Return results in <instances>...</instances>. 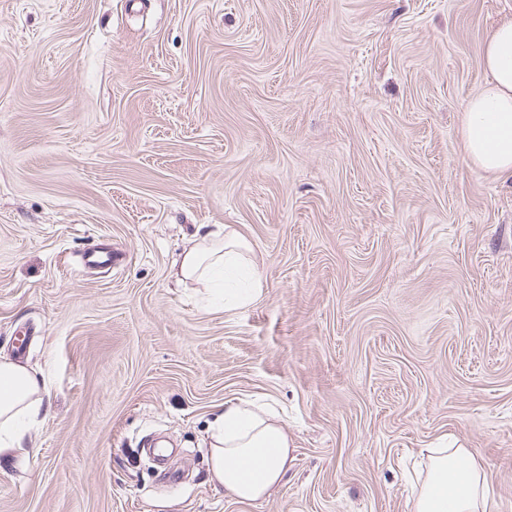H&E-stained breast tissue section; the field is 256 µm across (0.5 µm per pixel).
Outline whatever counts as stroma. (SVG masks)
I'll return each instance as SVG.
<instances>
[{
	"label": "stroma",
	"instance_id": "obj_1",
	"mask_svg": "<svg viewBox=\"0 0 512 512\" xmlns=\"http://www.w3.org/2000/svg\"><path fill=\"white\" fill-rule=\"evenodd\" d=\"M512 0H0V355L43 371L0 512H408L421 449L472 450L512 512V179L463 107ZM264 293L177 285L200 226ZM125 253L112 271L88 248ZM293 460L214 491L225 402Z\"/></svg>",
	"mask_w": 512,
	"mask_h": 512
}]
</instances>
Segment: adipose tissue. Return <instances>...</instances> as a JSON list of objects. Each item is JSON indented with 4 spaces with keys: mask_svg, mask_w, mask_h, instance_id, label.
Segmentation results:
<instances>
[{
    "mask_svg": "<svg viewBox=\"0 0 512 512\" xmlns=\"http://www.w3.org/2000/svg\"><path fill=\"white\" fill-rule=\"evenodd\" d=\"M486 83L464 108L463 147L483 171L512 178V20L499 24L483 48ZM251 242L232 225H215L185 249L174 273L177 284L222 296L225 310L257 300L262 275ZM45 383L26 364L0 358V459L26 455L23 440L44 412ZM210 480L215 491L250 503L287 478L288 433L278 416L247 400L225 403L210 423ZM415 479L410 512H494L481 462L466 448H429Z\"/></svg>",
    "mask_w": 512,
    "mask_h": 512,
    "instance_id": "obj_1",
    "label": "adipose tissue"
}]
</instances>
